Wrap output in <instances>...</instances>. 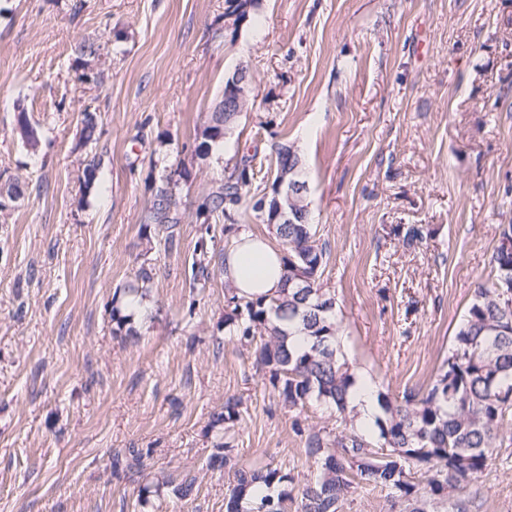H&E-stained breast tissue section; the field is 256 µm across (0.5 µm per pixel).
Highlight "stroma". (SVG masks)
Returning a JSON list of instances; mask_svg holds the SVG:
<instances>
[{
  "label": "stroma",
  "instance_id": "obj_1",
  "mask_svg": "<svg viewBox=\"0 0 512 512\" xmlns=\"http://www.w3.org/2000/svg\"><path fill=\"white\" fill-rule=\"evenodd\" d=\"M223 31L224 0H0V173L23 184L0 212V512H224L235 469L315 473L305 438L334 416L280 406L224 322L223 275L191 286L196 208L241 155L266 187L272 145L304 160L342 350L378 392L429 389L491 274L512 224V0H257L235 39ZM88 39L109 51L99 84L84 79ZM242 63L248 109L194 158L196 126ZM88 106L102 176L85 191ZM161 133L193 162L173 250L139 233ZM411 227L421 237L406 240ZM145 252L152 298L124 342L112 296ZM230 397V463L213 468L210 417ZM504 434L470 487L477 512H512V420ZM130 448L149 450L143 467L113 471ZM79 123L80 132L75 150L85 147L89 143L96 144L101 134L99 128V116L96 109L91 110L90 107L84 108L80 112Z\"/></svg>",
  "mask_w": 512,
  "mask_h": 512
}]
</instances>
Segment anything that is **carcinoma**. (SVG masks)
Masks as SVG:
<instances>
[{
    "label": "carcinoma",
    "instance_id": "carcinoma-1",
    "mask_svg": "<svg viewBox=\"0 0 512 512\" xmlns=\"http://www.w3.org/2000/svg\"><path fill=\"white\" fill-rule=\"evenodd\" d=\"M233 113L224 111V101L207 113L195 129L194 155L203 159L224 143L236 124ZM76 148L95 144L100 137L98 113L89 107L80 112ZM21 138L36 150L37 132L18 118ZM274 174L296 169L303 177V161L291 147L274 148ZM256 155L244 154L220 178L212 181L196 209L200 235L192 263V287L205 289L224 267L212 261L223 258L212 225L231 221L241 211L272 225L283 251L284 285L277 294L257 298L240 297L226 288L229 312L225 322L233 326L237 341L254 351L255 362L269 376L278 402L288 410L313 404L335 409L341 430L312 431L305 453L317 464V474L299 486L297 512H343L356 485L365 482L388 488L404 503L402 512H469L467 487L495 459L503 441V424L512 415V309L506 308L502 293L512 286V252L503 241L512 239V224H503L490 264L492 277L480 285L454 337L452 351L433 385L423 396L407 392L402 398L378 395L380 415L374 428L356 425L350 393L356 384L352 365L342 351L338 336L336 299L323 287L321 276L326 247L319 243L311 223L308 204L295 211L296 223H271L268 213L258 208L262 194L255 185ZM100 173L96 157L87 158L78 179L88 187ZM191 170L183 160L149 186L150 200L140 224L144 239L152 234L164 238L167 249L177 247L176 226L182 223L180 199ZM154 280L150 259L143 258L134 278L112 298L113 335L135 336L131 328L135 310L149 298ZM308 337V346L287 345L290 326ZM241 402L228 398L212 413L211 426L224 431L240 419ZM224 497L225 512H288L290 494L275 491L295 478L269 465L238 469Z\"/></svg>",
    "mask_w": 512,
    "mask_h": 512
}]
</instances>
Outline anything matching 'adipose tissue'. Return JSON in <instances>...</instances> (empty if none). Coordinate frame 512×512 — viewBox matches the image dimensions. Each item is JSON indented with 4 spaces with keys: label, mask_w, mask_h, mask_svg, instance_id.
Masks as SVG:
<instances>
[{
    "label": "adipose tissue",
    "mask_w": 512,
    "mask_h": 512,
    "mask_svg": "<svg viewBox=\"0 0 512 512\" xmlns=\"http://www.w3.org/2000/svg\"><path fill=\"white\" fill-rule=\"evenodd\" d=\"M281 252L267 238L243 230L224 255V279L239 295H272L283 284Z\"/></svg>",
    "instance_id": "obj_1"
}]
</instances>
